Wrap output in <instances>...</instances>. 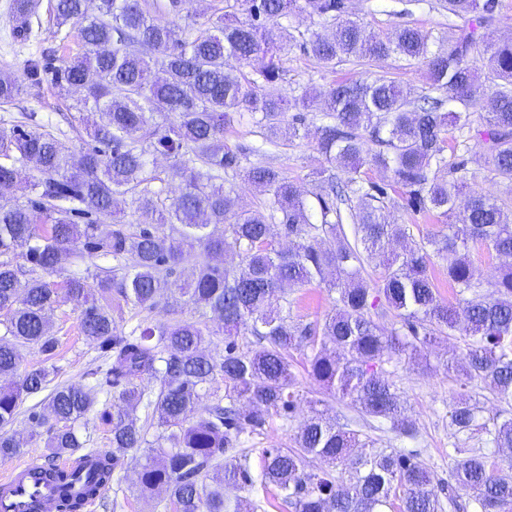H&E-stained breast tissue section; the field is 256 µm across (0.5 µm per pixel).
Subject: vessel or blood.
Listing matches in <instances>:
<instances>
[{"mask_svg": "<svg viewBox=\"0 0 512 512\" xmlns=\"http://www.w3.org/2000/svg\"><path fill=\"white\" fill-rule=\"evenodd\" d=\"M38 467V460L30 459L0 475V512H59L55 488L30 478Z\"/></svg>", "mask_w": 512, "mask_h": 512, "instance_id": "obj_1", "label": "vessel or blood"}]
</instances>
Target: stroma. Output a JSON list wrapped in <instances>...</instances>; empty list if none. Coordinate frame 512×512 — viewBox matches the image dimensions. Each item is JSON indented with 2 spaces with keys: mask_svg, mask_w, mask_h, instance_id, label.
<instances>
[{
  "mask_svg": "<svg viewBox=\"0 0 512 512\" xmlns=\"http://www.w3.org/2000/svg\"><path fill=\"white\" fill-rule=\"evenodd\" d=\"M12 0H0V70L19 72L27 59L51 54L58 48L50 13L55 0H39L38 14L41 25L30 41L20 45L11 37L10 4ZM346 6L356 18L375 33H387L395 27L411 23L429 32L432 47L445 45L449 24L456 18L450 15L443 0H346ZM285 66L288 70L284 82L277 87L287 98L312 95L331 82L343 79H364L378 75L394 78L412 96L427 93L429 82L424 67H410L405 62L389 57L370 60L360 65L345 63L336 70L322 68L305 56L298 47H290ZM73 95L59 94L50 83L27 86L25 93L14 104L0 106V127L19 123L23 113L36 112L43 116L49 128H60L59 140L71 151L81 147L79 131L62 126V114L71 112ZM306 135L286 141L275 153V166L293 177H306L323 164L311 135L321 122L319 107L306 112ZM288 314L291 321L303 324L323 318L335 306V293L325 286L315 284L303 288H291L286 292ZM52 330L59 339L58 355L54 363L59 368L57 382L77 384L86 382V373L93 366L96 350L79 329V312L74 305L66 304L50 314ZM465 338L461 331L452 335H439L435 342L415 355L394 358L388 368L392 373L403 401L405 415L417 431L416 440H399L394 434L378 436V447L392 450L415 451L419 463L435 475L438 494L448 491V448L451 430L448 426V410L466 391L448 375V360H462ZM304 400L290 416L270 413L264 428L244 434V446L249 451L252 474L261 471L260 451L264 448H289L300 427L313 411L339 420L352 415L348 400L323 394L318 385L304 372L302 365H295ZM138 465L128 459L107 493L106 503L95 506L93 512H164L159 494L142 493L137 484Z\"/></svg>",
  "mask_w": 512,
  "mask_h": 512,
  "instance_id": "1",
  "label": "stroma"
}]
</instances>
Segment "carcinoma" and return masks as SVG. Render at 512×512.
Segmentation results:
<instances>
[{
	"mask_svg": "<svg viewBox=\"0 0 512 512\" xmlns=\"http://www.w3.org/2000/svg\"><path fill=\"white\" fill-rule=\"evenodd\" d=\"M55 0L53 26H68L80 51L54 65L26 61L20 74H0V103L22 95L26 83L46 76L59 92L84 91L74 109L93 112L81 153L65 150L36 112L0 128V459L21 454L7 427L26 398L46 389L47 404L32 410V428L48 426L44 475L61 490V512H83L103 498L129 453H140L139 487L162 488L171 512H242L224 498V486L255 484L241 437L266 423L271 409L289 414L301 401L291 370L293 352L326 393L350 399L368 427L414 437L384 364L435 335L465 325L462 387L492 393L512 406V266L488 285L469 257L481 246L512 257V40L480 35L494 20L498 0H446L448 13L465 20L451 29L448 47L433 51L422 29L404 24L392 33L367 31L346 15L345 0H220L199 21L193 0ZM305 13L334 26L324 36H294L279 20ZM13 32L27 38L36 0H13ZM325 69L339 63L395 55L426 67L437 95L410 97L396 80L333 82L316 98L323 120L315 145L325 165L304 190L282 170L257 163L244 183L267 195L261 210L238 207L224 189L252 153L279 146L282 126L299 136L309 98L290 102L270 92L283 79L290 43ZM485 103L480 122L471 109ZM298 113L286 120L289 109ZM263 130V146L228 148L224 132L235 118ZM465 132L481 152L448 162L450 130ZM172 159L180 193L168 195L151 156ZM484 163L509 184L491 198L466 190L469 164ZM39 176L33 197H15L19 167ZM384 169L380 185L364 168ZM313 196L315 203L307 200ZM436 211L452 219L447 231L413 240L408 224L387 222V205ZM129 206L136 224L111 219ZM351 226L346 233L344 225ZM223 225L220 235L208 231ZM292 247L285 250L280 240ZM26 247L27 265L14 264ZM240 257L236 269L211 263L214 254ZM382 259L381 275L362 277L365 258ZM448 261L456 303L443 301L431 257ZM99 257L112 265L68 272L70 257ZM199 258L198 273L183 281L178 266ZM333 275L325 281V274ZM318 281L337 294L334 311L300 324L274 306L284 287ZM138 312L171 301L170 318L117 329L108 310L112 295ZM66 303L79 309L82 334L95 345L99 364L85 384L50 386L59 369L40 365L17 375L18 346L31 344L53 360L59 340L46 312ZM193 316L182 318L184 310ZM389 310L402 330L375 316ZM224 325V354L206 343L208 314ZM110 388L119 406L99 411L112 435V450L87 447L72 424L96 411ZM208 398L210 404L200 407ZM145 410L136 418V407ZM481 407L467 397L448 411L455 442L448 454V507L512 512V475L495 456L465 444L475 436L493 448H512V415L479 422ZM161 428L149 440L150 428ZM361 431L315 413L298 429L292 448L260 450V483L276 488L294 512H443L431 473L405 452L374 450ZM364 452L350 461L351 450ZM67 456L73 464L58 467ZM312 459L328 464L308 469ZM352 464L346 482L335 468Z\"/></svg>",
	"mask_w": 512,
	"mask_h": 512,
	"instance_id": "cac0c4a2",
	"label": "carcinoma"
}]
</instances>
